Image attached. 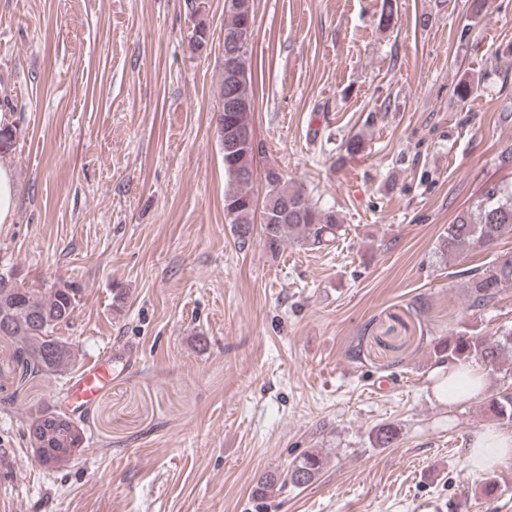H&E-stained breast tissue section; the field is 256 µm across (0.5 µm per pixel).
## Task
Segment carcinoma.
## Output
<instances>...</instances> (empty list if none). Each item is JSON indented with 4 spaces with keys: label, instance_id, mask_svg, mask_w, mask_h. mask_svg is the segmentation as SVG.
Wrapping results in <instances>:
<instances>
[{
    "label": "carcinoma",
    "instance_id": "obj_1",
    "mask_svg": "<svg viewBox=\"0 0 512 512\" xmlns=\"http://www.w3.org/2000/svg\"><path fill=\"white\" fill-rule=\"evenodd\" d=\"M191 9L195 24L190 38L191 49L199 52L207 44L205 2L193 0ZM250 22H255V0H224V38L235 36ZM250 49H245L224 64L218 89L222 110L217 115V128L235 132L253 130L254 90L250 66ZM17 139L15 125L0 124V152H9ZM364 140L358 134L344 144V154L338 157L342 166L362 152ZM261 149L260 143L239 149L224 150V174L228 186L224 192V214L231 224L233 236L240 245L250 240L255 225L268 251L276 255L283 244L293 241L327 249L335 243L341 224L336 212L317 205L304 189L269 169L265 176L268 190L263 200L254 196L249 175L253 161ZM512 233V189L491 188L477 213L462 211L448 225L436 246L438 256L448 264L472 251H484L497 245L498 240ZM464 288L469 307L481 308L497 297L500 291L512 286V252H502L488 271H465ZM80 289L72 282H59L46 293L21 288L0 277V324L8 322L10 330L4 337L16 344L21 377L54 374L73 364L74 351L66 341L53 336L58 325L73 319ZM436 362L475 361L491 371H512V331L487 338L466 332L436 341L430 351ZM485 410L499 420L512 421V388L500 387L485 397ZM325 458L315 448L296 458L288 470L267 474L258 483L262 495L280 492L288 486L300 488L314 483L324 469Z\"/></svg>",
    "mask_w": 512,
    "mask_h": 512
}]
</instances>
